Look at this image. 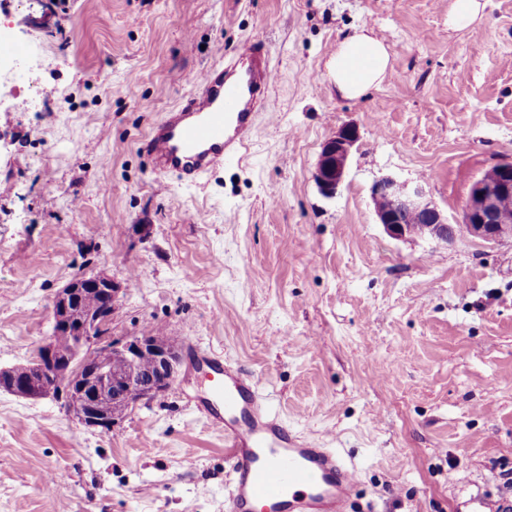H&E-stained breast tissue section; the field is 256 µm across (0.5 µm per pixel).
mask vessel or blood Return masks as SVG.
Instances as JSON below:
<instances>
[{
  "instance_id": "b4317fda",
  "label": "vessel or blood",
  "mask_w": 512,
  "mask_h": 512,
  "mask_svg": "<svg viewBox=\"0 0 512 512\" xmlns=\"http://www.w3.org/2000/svg\"><path fill=\"white\" fill-rule=\"evenodd\" d=\"M261 39L203 69L182 102L149 127L142 148L154 171L186 185L248 151L275 80ZM207 392L198 410L224 435L231 486L224 512H350L356 471L333 448L300 439L252 374L202 359Z\"/></svg>"
}]
</instances>
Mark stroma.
Wrapping results in <instances>:
<instances>
[{"label":"stroma","instance_id":"stroma-1","mask_svg":"<svg viewBox=\"0 0 512 512\" xmlns=\"http://www.w3.org/2000/svg\"><path fill=\"white\" fill-rule=\"evenodd\" d=\"M485 2L456 32L451 0H0L8 40L49 45L31 83L0 76V367L35 357L56 291L91 271L125 290L108 336L160 331L181 354L174 384L109 432L0 392V512H224L195 349L351 460L358 512L512 501V240L394 238L370 197L380 177L421 180L458 224L512 159V0ZM361 28L391 67L349 100L326 63ZM254 38L274 118L197 187L155 174L149 126ZM344 124L361 139L328 198L313 172Z\"/></svg>","mask_w":512,"mask_h":512}]
</instances>
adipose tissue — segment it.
<instances>
[{
	"label": "adipose tissue",
	"instance_id": "adipose-tissue-1",
	"mask_svg": "<svg viewBox=\"0 0 512 512\" xmlns=\"http://www.w3.org/2000/svg\"><path fill=\"white\" fill-rule=\"evenodd\" d=\"M390 52L365 31L345 37L327 63V74L337 94L347 99L365 97L385 79Z\"/></svg>",
	"mask_w": 512,
	"mask_h": 512
}]
</instances>
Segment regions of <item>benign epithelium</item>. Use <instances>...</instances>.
I'll return each mask as SVG.
<instances>
[{"label":"benign epithelium","mask_w":512,"mask_h":512,"mask_svg":"<svg viewBox=\"0 0 512 512\" xmlns=\"http://www.w3.org/2000/svg\"><path fill=\"white\" fill-rule=\"evenodd\" d=\"M360 140L356 127L343 125L322 145L313 174L319 192L332 198L343 183ZM512 197V160L496 162L474 183L463 223L448 217L426 194L423 182L382 176L371 187L378 223L395 238L413 235L407 216L423 219L422 236L448 243L465 232L483 242L512 239V220L502 203ZM121 286L103 273H84L59 289L51 310L52 333L26 364L0 367V391L26 399L52 397L83 428L111 430L138 403L165 392L181 362L177 343L156 332L106 340L104 327L120 301ZM90 294L96 303L83 305ZM66 337L62 343L60 337Z\"/></svg>","instance_id":"1"}]
</instances>
